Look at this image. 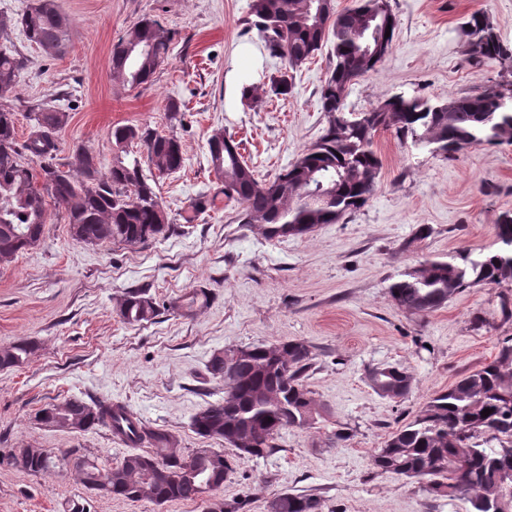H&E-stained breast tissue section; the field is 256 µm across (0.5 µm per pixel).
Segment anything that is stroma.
Returning a JSON list of instances; mask_svg holds the SVG:
<instances>
[{"label":"stroma","instance_id":"35a3bbf8","mask_svg":"<svg viewBox=\"0 0 512 512\" xmlns=\"http://www.w3.org/2000/svg\"><path fill=\"white\" fill-rule=\"evenodd\" d=\"M29 2L0 0V24L12 28L6 47L29 60L8 101L18 138L30 131L27 105L49 101L69 114L58 134L62 150L82 144L108 168L117 156L113 127L147 123L174 132L185 163L157 181L169 224L147 244L76 242L52 203L40 243L0 265V346L20 339L36 346L28 363L0 370V512H67L74 501L86 512H203L197 502L159 507L103 497L68 467L30 475L9 459L33 445L119 462L126 448L108 428L80 433L36 423L40 408L79 392L124 402L143 421L175 431L185 450L206 447L190 421L224 394L223 381L206 371L212 354L293 339L317 353L307 384L321 416L314 427L283 430L267 457L239 462L221 498L247 501L250 512H266L267 500L284 491L318 495L322 512H465L464 501L432 500L419 483L376 471L371 457L435 393L494 359L499 339L512 336V320L498 310L512 285L467 289L424 317L397 308L387 287L425 257L492 243L498 215L512 212V147H472L446 160L378 131L382 169L366 206L307 235L268 240L240 228L206 141L224 130L259 175L272 178L322 133L326 53L298 70L292 95L249 110L229 73L262 86L281 66L247 24L250 0H56L72 30L68 51L51 57L12 27ZM390 5L392 49L378 72L350 86L348 109L398 93L445 99L499 81L497 61L467 62L461 25L483 12L512 45V0ZM145 16L174 32L176 48L150 85L133 89L113 78L112 48ZM171 98L183 106L173 125L165 112ZM425 226L432 232L424 237ZM202 287L210 291L207 307L191 316L169 309ZM137 289L162 310L130 325L116 302ZM477 315L483 327H474ZM380 365L413 375L406 399L370 387L366 374ZM339 428L349 439L338 445L330 436Z\"/></svg>","mask_w":512,"mask_h":512}]
</instances>
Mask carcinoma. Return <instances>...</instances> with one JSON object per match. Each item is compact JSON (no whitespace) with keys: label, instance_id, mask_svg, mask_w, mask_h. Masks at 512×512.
<instances>
[{"label":"carcinoma","instance_id":"carcinoma-1","mask_svg":"<svg viewBox=\"0 0 512 512\" xmlns=\"http://www.w3.org/2000/svg\"><path fill=\"white\" fill-rule=\"evenodd\" d=\"M251 26L269 54L283 62L271 76L268 94L293 93L296 73L333 38L332 61L320 90L326 125L321 136L271 181L259 178L235 139L217 129L207 141L209 162L224 182V197L238 203V223L268 240L303 236L322 224H335L363 208L375 194L381 161L374 137L389 130L403 143L448 160L464 149L512 145V47L481 12L464 29L463 54L472 64L495 60L509 78L483 90L430 99L392 95L364 112L346 110L349 86L378 70L389 54L396 19L389 0H354L340 12L332 0H251ZM14 27L44 53L60 56L70 42L71 21L56 0H33ZM174 35L157 19L142 18L112 48V75L138 88L152 82L157 67L173 50ZM28 59L0 50V99L17 95ZM30 134L17 143L15 112L0 108V264L36 246L48 223V201L64 208L63 220L82 243L146 244L161 234L168 216L156 192L157 176L179 170L182 146L174 134L148 124L112 128L121 149L139 147L145 159L118 160L103 170L101 160L78 145L71 160L60 157L56 134L68 114L46 103L29 106ZM512 282V215L496 221L495 241L478 251L463 248L427 259L400 272L389 287L394 304L412 314H428L450 298L483 284ZM210 293L198 288L170 307L185 315L207 306ZM121 319L148 322L159 312L145 290L128 291L117 301ZM214 354L207 372L224 380V397L192 417L193 432L221 448L187 454L178 434L137 418L119 401L71 395L35 414L44 427L74 432L106 426L128 451L119 464L64 454L85 488L98 495L157 506L201 501L206 512H245L246 504L217 497L241 459L264 458L287 428H305L320 415L306 383L314 347L304 340L272 345L231 346ZM34 346L26 340L0 347V369L27 363ZM372 389L396 400L409 394L413 377L400 366L368 372ZM491 410L484 417L481 412ZM380 472L425 484L434 500L462 499L466 512H512V337L499 342L493 361L436 393L413 421L392 432L371 458ZM13 464L28 474L49 469L52 454L24 448ZM266 512H322L311 494L280 492Z\"/></svg>","mask_w":512,"mask_h":512}]
</instances>
